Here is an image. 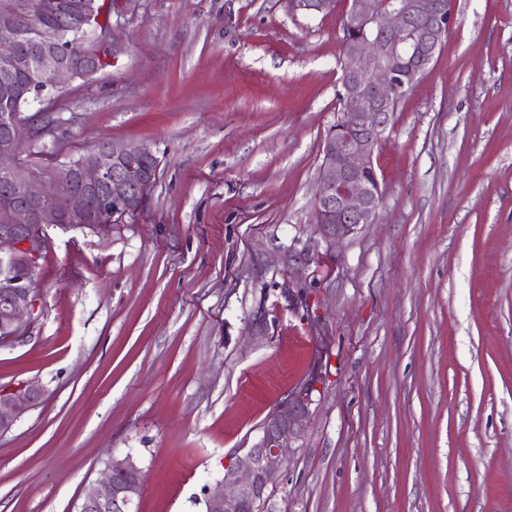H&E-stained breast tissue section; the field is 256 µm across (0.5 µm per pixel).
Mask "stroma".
Returning a JSON list of instances; mask_svg holds the SVG:
<instances>
[{
    "instance_id": "obj_1",
    "label": "stroma",
    "mask_w": 512,
    "mask_h": 512,
    "mask_svg": "<svg viewBox=\"0 0 512 512\" xmlns=\"http://www.w3.org/2000/svg\"><path fill=\"white\" fill-rule=\"evenodd\" d=\"M345 0H117L108 65L60 92L43 162L160 159L108 232L52 230L0 389V512H75L111 456L138 512H206L270 411L318 373L276 512H512V0L456 22L373 162L376 223L318 251ZM301 284L296 301L284 294ZM41 390L36 385L13 392H0V435L9 432L15 423L30 410Z\"/></svg>"
}]
</instances>
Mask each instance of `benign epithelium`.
I'll use <instances>...</instances> for the list:
<instances>
[{
  "label": "benign epithelium",
  "instance_id": "1",
  "mask_svg": "<svg viewBox=\"0 0 512 512\" xmlns=\"http://www.w3.org/2000/svg\"><path fill=\"white\" fill-rule=\"evenodd\" d=\"M331 0H289L294 11H322ZM54 8L52 0H6L0 12V93L38 99L47 89L64 90L75 80H89L105 63L112 26L86 10L80 22L65 27L71 41L56 40L41 49L36 68L45 86L20 87L15 74L30 66L18 49L19 24ZM351 33L344 46L343 119L322 149V165L313 200L318 242L330 250L361 225L375 223L382 198L378 179L368 181L374 150L390 122L401 93L411 90L434 60L454 18L444 0H391L378 9L373 0H347L343 17ZM55 124L34 133L19 115L0 127V172L11 175L0 190V262L7 277L0 282V348L27 339L36 305L32 271L51 250L52 227L100 233L110 224H87L92 199L112 200L113 217L140 210L157 170L130 160L147 151L117 142L95 145L79 160L51 163L30 175L20 148L35 139L56 136ZM41 390L35 385L0 392V435L30 410ZM311 392H295L266 417L250 448L235 451L224 467V481L205 489L207 512H275L270 487L279 478L288 444L303 437ZM143 471L132 454L108 460L102 479L85 490L76 512H135Z\"/></svg>",
  "mask_w": 512,
  "mask_h": 512
}]
</instances>
